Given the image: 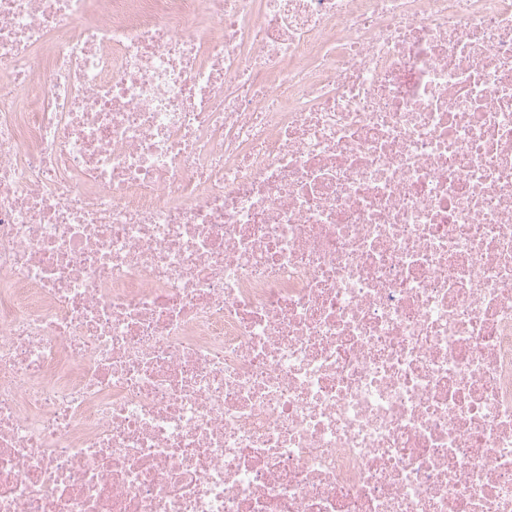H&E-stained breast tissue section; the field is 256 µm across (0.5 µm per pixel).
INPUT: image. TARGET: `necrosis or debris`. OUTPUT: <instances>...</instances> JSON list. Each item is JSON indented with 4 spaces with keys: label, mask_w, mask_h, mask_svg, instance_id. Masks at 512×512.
<instances>
[{
    "label": "necrosis or debris",
    "mask_w": 512,
    "mask_h": 512,
    "mask_svg": "<svg viewBox=\"0 0 512 512\" xmlns=\"http://www.w3.org/2000/svg\"><path fill=\"white\" fill-rule=\"evenodd\" d=\"M0 512H512V0H0Z\"/></svg>",
    "instance_id": "1"
}]
</instances>
